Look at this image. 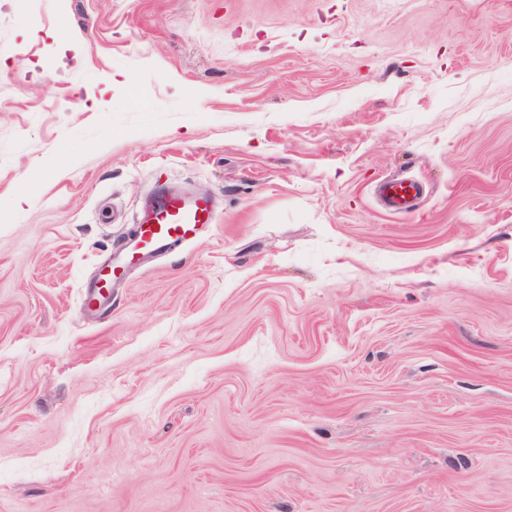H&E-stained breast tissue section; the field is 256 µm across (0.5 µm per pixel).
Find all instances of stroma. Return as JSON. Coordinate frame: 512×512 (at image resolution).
<instances>
[{"label": "stroma", "instance_id": "1", "mask_svg": "<svg viewBox=\"0 0 512 512\" xmlns=\"http://www.w3.org/2000/svg\"><path fill=\"white\" fill-rule=\"evenodd\" d=\"M0 60V512H512V0H6ZM161 184L213 223L85 310ZM375 192L390 212L410 209L421 195V186L409 179H384L375 186Z\"/></svg>", "mask_w": 512, "mask_h": 512}]
</instances>
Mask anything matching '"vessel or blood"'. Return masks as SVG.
I'll return each mask as SVG.
<instances>
[{"label": "vessel or blood", "mask_w": 512, "mask_h": 512, "mask_svg": "<svg viewBox=\"0 0 512 512\" xmlns=\"http://www.w3.org/2000/svg\"><path fill=\"white\" fill-rule=\"evenodd\" d=\"M375 191L389 211L400 213L414 205L422 189L409 179H384L377 183ZM212 220L213 205L209 197L159 188L139 217L135 236L127 250L146 255L173 243L192 241ZM117 269V264H110L108 273L87 286L83 295L84 307L96 308L111 298L113 273Z\"/></svg>", "instance_id": "vessel-or-blood-1"}]
</instances>
